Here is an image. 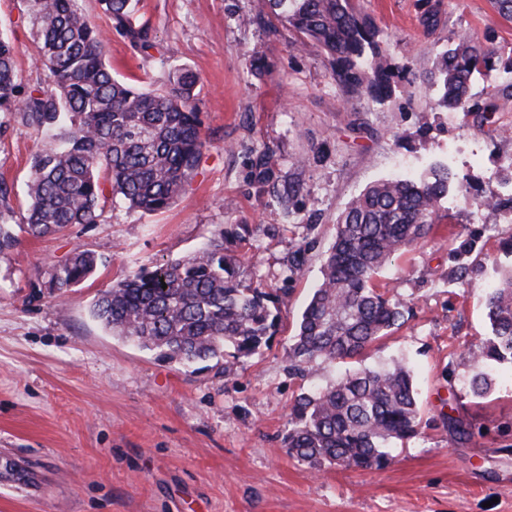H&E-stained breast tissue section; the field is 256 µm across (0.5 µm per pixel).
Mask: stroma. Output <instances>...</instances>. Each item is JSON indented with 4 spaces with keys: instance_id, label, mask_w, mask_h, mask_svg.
Returning a JSON list of instances; mask_svg holds the SVG:
<instances>
[{
    "instance_id": "stroma-1",
    "label": "stroma",
    "mask_w": 512,
    "mask_h": 512,
    "mask_svg": "<svg viewBox=\"0 0 512 512\" xmlns=\"http://www.w3.org/2000/svg\"><path fill=\"white\" fill-rule=\"evenodd\" d=\"M394 61L417 78L384 105L346 99L330 63L276 20L265 0H138L147 43L116 32L99 0H82L106 36L114 76L161 91L174 70L197 77L193 102L206 140L171 208L107 206L98 223L36 238L23 218L30 161L48 140L20 109L0 112V209L15 245L0 253V458L29 471L0 481V512H512V365L494 364L491 392L469 388L472 353L490 334L485 292L512 270V221L476 216L449 195L430 236L383 271L404 323L360 357L288 373L289 338L320 279L336 218L369 184L420 176L444 160L472 197H512V136L479 116L432 109L422 81L459 34L512 46V20L492 0H440L419 23L417 0H361ZM0 33L18 47L24 89L50 88L32 58L25 0H0ZM260 70H252L254 57ZM227 224L250 235L236 252L254 284L285 295L280 331L230 374L192 371L112 337L90 315L98 293L142 268L184 257ZM299 269L286 262L295 244ZM108 257L81 285L50 295L48 267L74 249ZM404 362L413 372L421 433L380 470L314 472L282 444L294 397L345 369ZM463 422L451 443L444 415Z\"/></svg>"
}]
</instances>
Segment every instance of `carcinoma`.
<instances>
[{
    "label": "carcinoma",
    "mask_w": 512,
    "mask_h": 512,
    "mask_svg": "<svg viewBox=\"0 0 512 512\" xmlns=\"http://www.w3.org/2000/svg\"><path fill=\"white\" fill-rule=\"evenodd\" d=\"M34 58L50 71L51 89L22 93L18 50L0 38V108L19 100L29 123L54 145L29 165L26 230L34 237L95 224L108 203L163 212L194 176L206 141L193 105L194 73H173L163 91H147L113 77L103 40L80 0H28ZM301 44L319 49L346 93L385 104L411 96L409 67L392 61L381 30L361 14L357 0H267ZM115 28L133 43L147 32L134 23L137 0H101ZM419 22L438 25V6L418 3ZM512 79V52L462 34L424 76L438 95V112H498L497 81ZM485 83L483 95L474 84ZM469 194L465 178L448 165L430 166L418 178L376 181L347 204L321 267V279L302 311L288 347V370L310 378L338 360L353 359L404 322V307L378 290L375 280L400 250L418 245L434 228L448 190ZM249 233L226 227L194 254L140 269L102 291L91 314L105 330L143 351L218 373L268 345L278 312L270 294L247 281L243 263L228 247ZM16 242L0 210V253ZM105 260L74 250L47 271L46 287L60 294L84 282ZM167 288H162V285ZM491 336L473 353V393L492 386L483 366L512 363V272L488 289ZM421 410L410 370L400 362L348 370L297 395L289 409L283 445L288 456L315 469H381L393 449L420 433Z\"/></svg>",
    "instance_id": "obj_1"
}]
</instances>
